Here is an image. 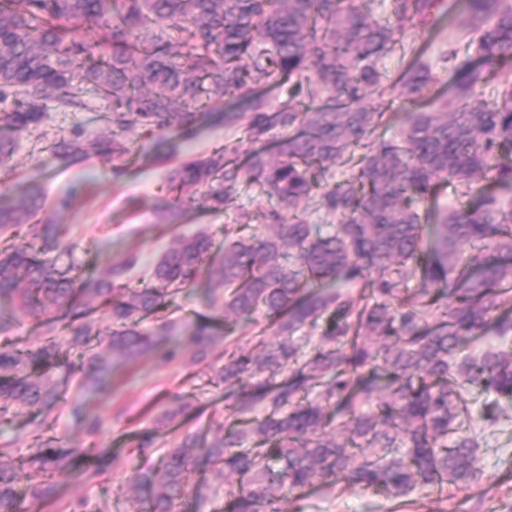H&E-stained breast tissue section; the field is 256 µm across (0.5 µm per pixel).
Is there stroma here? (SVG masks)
<instances>
[{
	"instance_id": "stroma-1",
	"label": "stroma",
	"mask_w": 512,
	"mask_h": 512,
	"mask_svg": "<svg viewBox=\"0 0 512 512\" xmlns=\"http://www.w3.org/2000/svg\"><path fill=\"white\" fill-rule=\"evenodd\" d=\"M460 23L457 17L437 18L435 34L427 40V56L443 86L448 83V73L440 57L459 36ZM106 108L105 101L96 99L90 110L73 114L57 111L50 102L43 129L53 134L77 126L93 134L99 128L96 117ZM35 143L32 136L19 139L10 168H0V185L43 190L48 200L46 217L69 230L72 251L57 259L63 267L75 263L100 273L133 254L137 263L123 280L136 286L149 279L158 260L178 238L204 230L216 244H223L225 225L235 223L240 211L252 207L249 194L240 190L224 213L190 206L176 223L167 220L169 198L159 186L177 163L207 153L216 145L248 146L242 131L225 128L213 115L202 119L195 138L187 142H177L171 130L150 137L130 134L131 154L117 176L111 166L98 160L61 159L36 149ZM210 313L202 287L186 289L174 300L166 315L173 328V342L183 351L181 358L168 360L156 354L131 367L118 365L111 392L86 400L88 411L102 421L96 434H86L67 407L54 411L53 435L70 445L96 449L101 473L90 482L80 476L61 482L53 504L31 503L28 512H71L84 498L102 512H119L130 476L159 465L156 451L143 455L131 452V431L160 432L161 443L168 444L204 429L210 415L223 414L224 391L208 384V361H192L188 350L194 325ZM180 406L185 409L180 418L161 422L166 408ZM498 406L502 416L491 430L492 449L484 456L480 484L448 489L446 496L421 500L405 512H470L474 507L479 512H512V399L499 398ZM114 452L122 459L117 468L111 465ZM304 505L305 512H391L393 507L392 501L358 487H340L330 494L313 491Z\"/></svg>"
}]
</instances>
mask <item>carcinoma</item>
Instances as JSON below:
<instances>
[{"mask_svg": "<svg viewBox=\"0 0 512 512\" xmlns=\"http://www.w3.org/2000/svg\"><path fill=\"white\" fill-rule=\"evenodd\" d=\"M436 10L465 14L464 48L442 55L446 92L434 89L422 37ZM86 23L97 29L92 42L74 36ZM511 59L512 0H390L384 20L361 0H0V100L13 98L0 113V167L42 125L47 101L81 112L92 96L108 103L98 133L73 129L44 149L94 156L119 174L129 130L173 127L188 141L202 111L219 112L252 145L188 159L162 189L173 220L188 185L212 213L252 189L270 233H252L244 213L225 229L222 255H211L208 235L182 239L137 286L120 281L133 255L110 279L59 268L46 253L70 243L42 216V191L8 202L0 194V231L24 232L22 244L0 249V301L14 317L44 313L50 332L66 321L75 350L150 353L168 327L154 334L142 324L201 282L224 327L261 312L273 330L246 352L197 324V354H212L234 423L186 434L164 451L160 472L136 473L123 512H174L189 497L201 512L220 494L224 512H282L285 501L302 512L307 492L342 483L404 505L480 481L486 427L498 417L491 406L474 416L468 395L477 387L512 398V349L471 348L489 331L512 338ZM491 74L498 93L483 101ZM386 96L413 111L394 138L374 140L391 116L371 102ZM443 185L469 206L441 204ZM302 206L333 223L282 215ZM410 276L419 287L405 292ZM60 366L52 336L0 347V417L38 411L36 446L20 463L0 448V512H21L20 482L67 477L84 454L43 437L64 404ZM113 377L97 359L76 385L94 395ZM70 412L87 433L99 429L82 401ZM29 494L46 505L56 484L35 482Z\"/></svg>", "mask_w": 512, "mask_h": 512, "instance_id": "carcinoma-1", "label": "carcinoma"}]
</instances>
